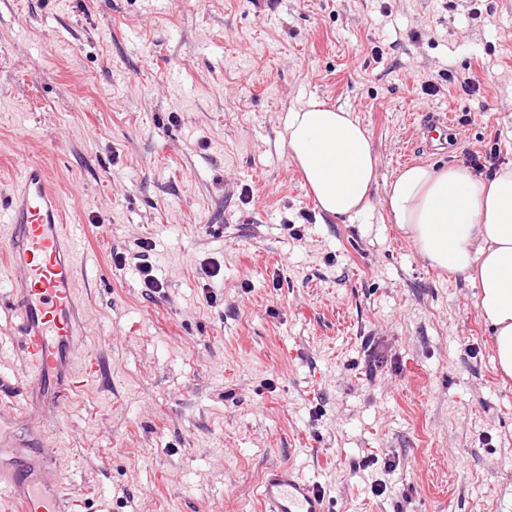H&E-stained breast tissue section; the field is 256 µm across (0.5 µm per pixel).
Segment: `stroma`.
I'll use <instances>...</instances> for the list:
<instances>
[{
  "mask_svg": "<svg viewBox=\"0 0 512 512\" xmlns=\"http://www.w3.org/2000/svg\"><path fill=\"white\" fill-rule=\"evenodd\" d=\"M311 101L369 134L362 214L322 212L280 148ZM423 107L457 128L445 156L411 163L512 164V0H0V204L22 161L53 173L85 227L103 365L55 414L25 405L0 291V381L48 432L78 512H264L279 464L334 512H512V379L477 290L385 204ZM142 239L156 295L112 263ZM367 338L385 357L372 379ZM370 454L393 471L361 469Z\"/></svg>",
  "mask_w": 512,
  "mask_h": 512,
  "instance_id": "1",
  "label": "stroma"
}]
</instances>
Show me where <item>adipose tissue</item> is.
I'll use <instances>...</instances> for the list:
<instances>
[{
    "instance_id": "obj_1",
    "label": "adipose tissue",
    "mask_w": 512,
    "mask_h": 512,
    "mask_svg": "<svg viewBox=\"0 0 512 512\" xmlns=\"http://www.w3.org/2000/svg\"><path fill=\"white\" fill-rule=\"evenodd\" d=\"M284 145L323 212L342 217L369 207L378 160L351 112L311 102L289 113ZM385 195L423 258L477 286V307L494 328L496 367L512 378V165L486 180L457 166L415 164Z\"/></svg>"
}]
</instances>
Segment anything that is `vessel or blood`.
Wrapping results in <instances>:
<instances>
[{
    "instance_id": "b4317fda",
    "label": "vessel or blood",
    "mask_w": 512,
    "mask_h": 512,
    "mask_svg": "<svg viewBox=\"0 0 512 512\" xmlns=\"http://www.w3.org/2000/svg\"><path fill=\"white\" fill-rule=\"evenodd\" d=\"M454 123L452 115L422 111L412 122L414 139L428 154H440ZM0 235L8 244L4 286L19 312L21 346L32 371L23 397L55 405L98 377L102 366L86 348L78 290L83 227L66 223L44 164H24ZM20 421L12 405L0 407V501L10 512H74L48 434L29 433ZM261 499L266 512H330L316 487L288 465L266 470Z\"/></svg>"
}]
</instances>
